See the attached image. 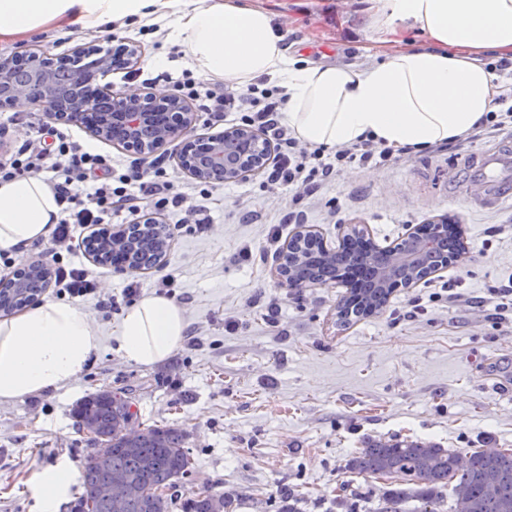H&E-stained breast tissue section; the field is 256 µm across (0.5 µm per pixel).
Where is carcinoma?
Listing matches in <instances>:
<instances>
[{
	"instance_id": "cac0c4a2",
	"label": "carcinoma",
	"mask_w": 512,
	"mask_h": 512,
	"mask_svg": "<svg viewBox=\"0 0 512 512\" xmlns=\"http://www.w3.org/2000/svg\"><path fill=\"white\" fill-rule=\"evenodd\" d=\"M87 252L103 265H127L148 269L168 250V242L156 238L148 225L132 226L125 238L96 237L85 242ZM302 253L311 262L343 263L349 269L362 268L369 254L363 244H345L328 254L322 241L311 237ZM24 288L7 290L0 302L8 312L21 310L40 295L49 279L42 268L30 267L23 277ZM392 294L389 288H363L358 303L343 306L340 323L349 325L382 310ZM135 390L101 391L79 401L73 417L80 430L93 442L105 438L112 442V453L100 459L95 455L80 471L82 493L68 506L69 512H170L182 497L184 479L194 468L187 434L173 426L149 425L146 432L128 438L117 429L118 419L138 421ZM460 452L432 441L373 439L356 453L349 470L363 477L390 480L376 512H454L446 510V491L452 501L467 498L472 512H512V448L493 455L480 449L466 454L467 464L456 465ZM116 474L131 478L132 488L120 507H115L101 490ZM231 496L219 491H203L185 498L183 512H233Z\"/></svg>"
}]
</instances>
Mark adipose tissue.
Here are the masks:
<instances>
[{
	"label": "adipose tissue",
	"mask_w": 512,
	"mask_h": 512,
	"mask_svg": "<svg viewBox=\"0 0 512 512\" xmlns=\"http://www.w3.org/2000/svg\"><path fill=\"white\" fill-rule=\"evenodd\" d=\"M168 20L199 73L245 87L268 77L288 92L283 121L302 143L335 149L368 140L421 151L478 132L498 107L488 56L512 60V0H378L379 60L355 68L288 57L262 0H0V40L48 28L96 30ZM424 41L409 44L411 32ZM37 177L0 183V250L24 252L60 217ZM184 312L150 295L126 311L116 351L130 363L166 361L186 336ZM101 349L84 307L45 301L0 320V402L75 381ZM78 476L66 459L38 473L35 512H59Z\"/></svg>",
	"instance_id": "1"
}]
</instances>
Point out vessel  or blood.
<instances>
[{"mask_svg": "<svg viewBox=\"0 0 512 512\" xmlns=\"http://www.w3.org/2000/svg\"><path fill=\"white\" fill-rule=\"evenodd\" d=\"M461 176L476 192L480 205L498 208L512 204V150L475 154Z\"/></svg>", "mask_w": 512, "mask_h": 512, "instance_id": "vessel-or-blood-1", "label": "vessel or blood"}]
</instances>
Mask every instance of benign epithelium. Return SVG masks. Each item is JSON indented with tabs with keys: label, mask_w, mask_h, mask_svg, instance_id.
I'll return each mask as SVG.
<instances>
[{
	"label": "benign epithelium",
	"mask_w": 512,
	"mask_h": 512,
	"mask_svg": "<svg viewBox=\"0 0 512 512\" xmlns=\"http://www.w3.org/2000/svg\"><path fill=\"white\" fill-rule=\"evenodd\" d=\"M112 49L84 44L72 55L59 57L47 51H25L11 56H0V110H15L41 106L47 115L63 124L88 127L95 137L104 140L112 123L122 125L121 139L114 144L145 159L172 144H189L204 159V165L194 170L195 177L217 182L239 180L246 172L263 170L264 165L248 171L232 163L224 153V146H236L245 154L262 156L266 160L272 152L271 142L255 130L236 126L224 129L218 135H195V113L173 95L158 96L146 88L126 87L112 89L105 78L112 72ZM82 71L87 82L96 88L94 97L82 100L54 84L61 71ZM317 232L298 225L289 237L287 248H301V244ZM448 236V217H440L428 225L411 229L399 242L382 248L391 254L395 266L415 268L423 251L434 248ZM275 279L281 288H299L293 270L276 262ZM131 490L130 480L116 475L104 489V494L119 502Z\"/></svg>",
	"instance_id": "benign-epithelium-1"
}]
</instances>
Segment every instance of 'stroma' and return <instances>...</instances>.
<instances>
[{"label":"stroma","mask_w":512,"mask_h":512,"mask_svg":"<svg viewBox=\"0 0 512 512\" xmlns=\"http://www.w3.org/2000/svg\"><path fill=\"white\" fill-rule=\"evenodd\" d=\"M290 56L312 64L361 67L382 31L360 24L369 0H268ZM100 31L48 29L22 41H0V56L28 50L70 53L79 44L140 46L145 76L156 55L180 79L192 63L170 36L167 20ZM512 144V126L410 153L383 166L345 165L317 195L296 201L258 173L206 183L183 171L174 146L162 148L165 180L175 190H208L206 229L181 223L178 210L121 213L113 228L156 215L170 229L161 266L120 272L105 266L98 296L86 301L102 350L75 382L0 402V512H34L35 473L65 458L82 466L94 448L78 431L75 404L101 390L133 387L148 425L185 430L194 456L187 490L237 494L235 512H271L281 490L299 493V512H332L342 485L356 490L358 512H373L386 479H364L347 463L365 440L408 438L466 452L512 448V208L478 207L459 179L461 164L480 150ZM461 224L469 250L461 263L396 292L375 316L336 321L342 288H281L273 256L276 225L304 224L338 246L341 228L366 225L377 244L438 217ZM174 280L185 311L182 346L167 361L122 362L115 329L134 297L157 294Z\"/></svg>","instance_id":"35a3bbf8"}]
</instances>
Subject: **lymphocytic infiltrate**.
<instances>
[{
    "label": "lymphocytic infiltrate",
    "mask_w": 512,
    "mask_h": 512,
    "mask_svg": "<svg viewBox=\"0 0 512 512\" xmlns=\"http://www.w3.org/2000/svg\"><path fill=\"white\" fill-rule=\"evenodd\" d=\"M178 97L198 103L213 121L239 113L243 124L263 131L272 142L275 162L268 175L271 184L292 188L296 194L311 195L335 179L344 165L377 166L389 162L392 151L373 142L344 146L334 155L324 147L307 149L282 123L280 113L288 99L283 88L240 90L226 84L198 82L183 76L174 83ZM51 172L50 185L61 206V217L52 231L51 278L58 293L89 298L97 292L98 274L87 266L65 263V253L74 247L77 231L109 223L112 215L136 212L139 196L149 197L160 211L176 208L188 219L200 215L199 206L188 194L174 191L163 178L156 161L132 160L124 170L113 167L105 156L85 149L78 140L58 129L53 122L34 123L27 139L0 159V181Z\"/></svg>",
    "instance_id": "obj_1"
}]
</instances>
